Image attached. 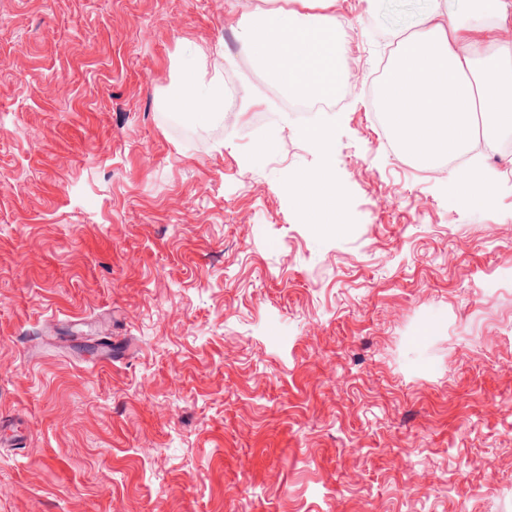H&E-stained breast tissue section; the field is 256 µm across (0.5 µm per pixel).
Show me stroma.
<instances>
[{"instance_id":"stroma-1","label":"stroma","mask_w":512,"mask_h":512,"mask_svg":"<svg viewBox=\"0 0 512 512\" xmlns=\"http://www.w3.org/2000/svg\"><path fill=\"white\" fill-rule=\"evenodd\" d=\"M283 2L0 0V512H512V159L485 206L389 149L429 0H336L359 81L288 109L240 27ZM177 90V102L184 112H221L224 89L220 85L203 86L188 71ZM290 187L291 196L296 203L306 207H318L329 217L335 213L340 189L336 179L326 169L303 174Z\"/></svg>"}]
</instances>
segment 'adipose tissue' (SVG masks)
Masks as SVG:
<instances>
[{"instance_id": "1", "label": "adipose tissue", "mask_w": 512, "mask_h": 512, "mask_svg": "<svg viewBox=\"0 0 512 512\" xmlns=\"http://www.w3.org/2000/svg\"><path fill=\"white\" fill-rule=\"evenodd\" d=\"M251 13L243 26L245 56L289 93L311 98L345 88L341 67L347 30L334 0H297ZM512 0H432L416 30L398 38L377 95L399 152L433 171L467 154L476 141L512 133ZM177 102L186 112H219L221 86L185 75ZM340 189L327 170L299 176L293 200L333 215Z\"/></svg>"}]
</instances>
